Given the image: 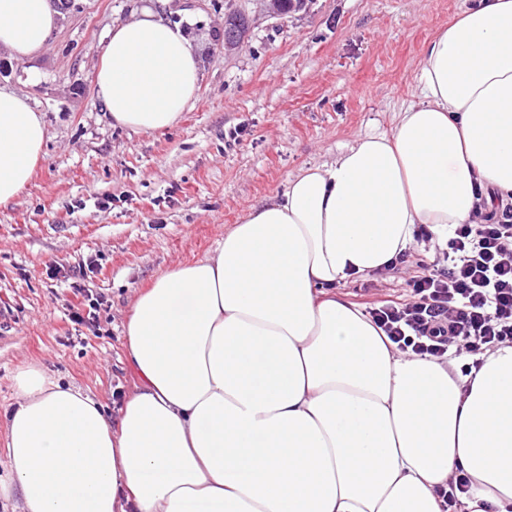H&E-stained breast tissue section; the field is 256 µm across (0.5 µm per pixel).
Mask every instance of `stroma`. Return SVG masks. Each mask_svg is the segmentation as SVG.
<instances>
[{"mask_svg": "<svg viewBox=\"0 0 512 512\" xmlns=\"http://www.w3.org/2000/svg\"><path fill=\"white\" fill-rule=\"evenodd\" d=\"M476 0H303L282 16L267 0H70L41 57L0 49V86L41 112L44 157L26 190L0 207V477L6 414L28 367L90 393L109 418L141 384L124 329L157 278L213 254L224 234L283 193L301 171L358 138L390 132L416 100V75L437 32ZM155 7L187 30L201 57L200 89L172 127L113 126L94 73L113 26ZM248 19L224 47V18ZM243 128L242 140L228 133ZM110 207H100L103 198ZM423 257L356 277L338 293L356 305L402 295ZM91 263L99 328L70 321L69 288L52 268Z\"/></svg>", "mask_w": 512, "mask_h": 512, "instance_id": "1", "label": "stroma"}]
</instances>
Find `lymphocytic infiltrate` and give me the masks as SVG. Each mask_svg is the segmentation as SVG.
Returning <instances> with one entry per match:
<instances>
[{"mask_svg":"<svg viewBox=\"0 0 512 512\" xmlns=\"http://www.w3.org/2000/svg\"><path fill=\"white\" fill-rule=\"evenodd\" d=\"M415 240L431 248L407 281L409 297L374 302L368 313L398 348L421 357L480 355L512 343V201L475 211L453 228L445 248L419 226Z\"/></svg>","mask_w":512,"mask_h":512,"instance_id":"1","label":"lymphocytic infiltrate"}]
</instances>
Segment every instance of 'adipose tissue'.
Instances as JSON below:
<instances>
[{"label": "adipose tissue", "mask_w": 512, "mask_h": 512, "mask_svg": "<svg viewBox=\"0 0 512 512\" xmlns=\"http://www.w3.org/2000/svg\"><path fill=\"white\" fill-rule=\"evenodd\" d=\"M52 0H0V48L25 61ZM419 99L253 209L214 255L139 296L125 349L142 385L117 419L39 370L15 379L9 476L23 512H512V344L462 374L398 349L336 291L512 196V0H480L428 47ZM96 94L115 124L173 126L199 87L180 25L143 11L112 29ZM45 126L0 87V206L30 182Z\"/></svg>", "instance_id": "1"}]
</instances>
